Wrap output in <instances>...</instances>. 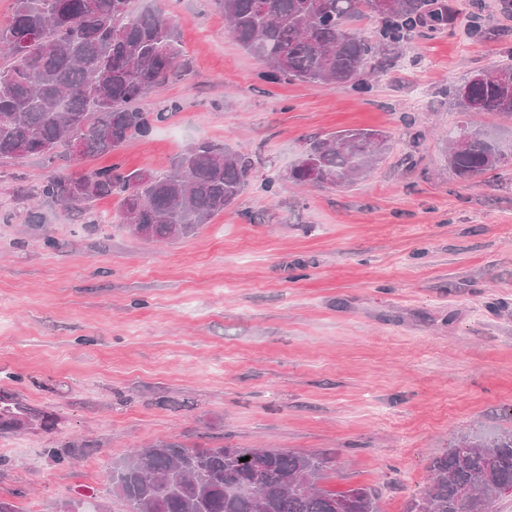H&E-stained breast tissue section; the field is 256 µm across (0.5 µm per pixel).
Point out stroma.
Wrapping results in <instances>:
<instances>
[{
	"instance_id": "obj_1",
	"label": "stroma",
	"mask_w": 512,
	"mask_h": 512,
	"mask_svg": "<svg viewBox=\"0 0 512 512\" xmlns=\"http://www.w3.org/2000/svg\"><path fill=\"white\" fill-rule=\"evenodd\" d=\"M151 3L187 63L141 103L167 120L105 155L0 159V408L33 420L0 425V499L125 512L113 463L172 442L332 450L329 489L366 484L404 512L449 442L512 429V165L459 181L440 140L469 124L512 149V119L449 94L512 55V12L482 0L473 36L471 0H448V30L359 90L266 82L214 0H135ZM355 128L389 140L353 185L287 179L308 139ZM201 140L246 154L252 177L193 236L133 238L114 197L79 212L34 196L49 171L162 172Z\"/></svg>"
}]
</instances>
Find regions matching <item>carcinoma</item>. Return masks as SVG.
<instances>
[{"label": "carcinoma", "mask_w": 512, "mask_h": 512, "mask_svg": "<svg viewBox=\"0 0 512 512\" xmlns=\"http://www.w3.org/2000/svg\"><path fill=\"white\" fill-rule=\"evenodd\" d=\"M133 0H14L0 26V159L38 156L60 147L80 157L113 152L150 135L163 112L140 102L184 67L171 17L135 10ZM216 0L229 35L265 64L263 77L364 88L365 77L392 62L390 51L448 28L447 0H394L374 37L351 22L368 14L365 0ZM463 113L512 117V62L479 71L451 88ZM344 130L307 143L324 179L342 187L382 158L388 137ZM448 166L462 180L494 174L498 146L479 130L444 139ZM251 164L241 152L199 141L169 172L94 169L86 176L47 174L37 195L83 209L102 197L120 200L128 233L169 242L195 234L241 195ZM249 460L242 461V458ZM427 486L405 512H492L512 494V431L490 439L462 436L432 458ZM326 452L275 448H183L158 443L112 467V496L126 512H380L374 488L333 491ZM74 512H108L93 497Z\"/></svg>", "instance_id": "1"}]
</instances>
